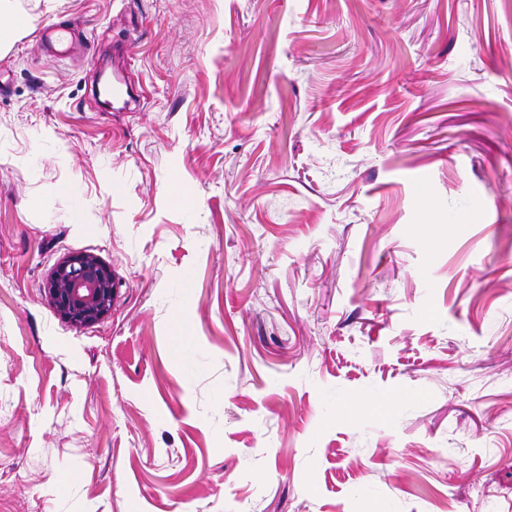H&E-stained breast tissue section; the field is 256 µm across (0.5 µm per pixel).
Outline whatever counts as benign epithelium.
<instances>
[{"instance_id": "7a95c632", "label": "benign epithelium", "mask_w": 512, "mask_h": 512, "mask_svg": "<svg viewBox=\"0 0 512 512\" xmlns=\"http://www.w3.org/2000/svg\"><path fill=\"white\" fill-rule=\"evenodd\" d=\"M45 291L64 319L75 326H88L111 311L116 276L99 257L76 252L56 265Z\"/></svg>"}]
</instances>
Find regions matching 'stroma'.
<instances>
[{
  "label": "stroma",
  "mask_w": 512,
  "mask_h": 512,
  "mask_svg": "<svg viewBox=\"0 0 512 512\" xmlns=\"http://www.w3.org/2000/svg\"><path fill=\"white\" fill-rule=\"evenodd\" d=\"M13 11L0 512H512V0ZM79 23L78 19H73L64 26H56L58 35L55 42L58 48H56L52 42L50 44L45 31L41 34V39L51 51L52 57L71 58L86 54L87 47L80 38L79 32L75 29L78 27ZM119 279L91 253H72L60 261L45 291L61 316L75 326L97 323L112 309Z\"/></svg>",
  "instance_id": "1"
}]
</instances>
